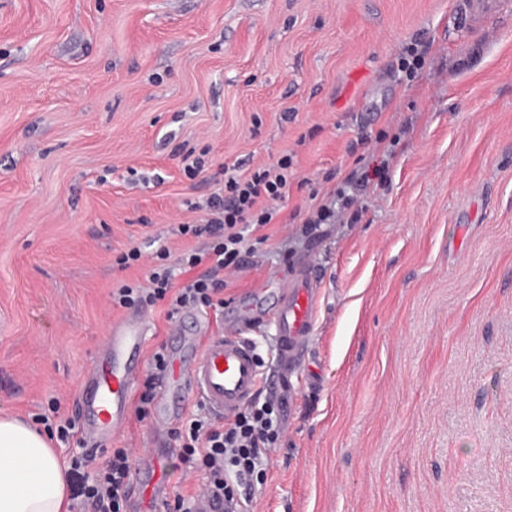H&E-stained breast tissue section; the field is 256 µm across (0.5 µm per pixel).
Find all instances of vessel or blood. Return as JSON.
Here are the masks:
<instances>
[{
	"label": "vessel or blood",
	"mask_w": 512,
	"mask_h": 512,
	"mask_svg": "<svg viewBox=\"0 0 512 512\" xmlns=\"http://www.w3.org/2000/svg\"><path fill=\"white\" fill-rule=\"evenodd\" d=\"M467 21L486 20L501 12L502 0H459ZM260 292L278 294L271 314L251 303L243 307L238 324L228 334L199 339L171 337L165 356L169 377L155 410L158 426L173 424L186 401L202 397L208 409L233 416L256 394L260 384L274 392L288 390V373L303 357L311 338L320 284L309 267L298 266L290 282H263ZM275 329L276 365L264 377L255 344L247 332L260 318ZM149 320L136 313L112 323L105 345L84 377L82 417L84 434L94 444L108 445L126 427L133 384L144 366V344ZM170 473L162 449L152 448L140 458L133 477L137 490L130 512H161Z\"/></svg>",
	"instance_id": "1"
}]
</instances>
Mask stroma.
Segmentation results:
<instances>
[{"mask_svg": "<svg viewBox=\"0 0 512 512\" xmlns=\"http://www.w3.org/2000/svg\"><path fill=\"white\" fill-rule=\"evenodd\" d=\"M0 0V413L78 411L111 293L224 169L293 157L204 329L312 261L315 326L249 512H512V0ZM429 46L416 78L407 45ZM204 153L187 177L183 148ZM372 171L322 240L303 218ZM292 249L283 261L281 245ZM136 247L138 265L116 255ZM154 418L116 448L165 447ZM502 3V0H459L457 7L468 22H474L500 14Z\"/></svg>", "mask_w": 512, "mask_h": 512, "instance_id": "stroma-1", "label": "stroma"}]
</instances>
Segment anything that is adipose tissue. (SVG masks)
<instances>
[{"label": "adipose tissue", "instance_id": "adipose-tissue-1", "mask_svg": "<svg viewBox=\"0 0 512 512\" xmlns=\"http://www.w3.org/2000/svg\"><path fill=\"white\" fill-rule=\"evenodd\" d=\"M53 448L18 418L0 417V512H69Z\"/></svg>", "mask_w": 512, "mask_h": 512}]
</instances>
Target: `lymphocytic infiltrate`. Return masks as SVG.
Masks as SVG:
<instances>
[{
    "label": "lymphocytic infiltrate",
    "instance_id": "f902f5d3",
    "mask_svg": "<svg viewBox=\"0 0 512 512\" xmlns=\"http://www.w3.org/2000/svg\"><path fill=\"white\" fill-rule=\"evenodd\" d=\"M292 179V158L287 154L247 175L226 174L222 191L206 200V216L201 223L178 227L180 235L199 238L200 246L187 249L173 265L168 262L169 251L158 250L145 282L116 288L113 306L130 309L164 302L170 321L186 311L223 307L224 273H236L249 264L254 254L251 233L274 223ZM180 271L187 273L188 279L179 285L175 277ZM280 432L273 402L253 401L228 422L199 411L185 425L172 430L171 437L181 461L203 472L200 491L211 497L217 512H222L225 505L241 503L238 487L250 486L253 478L264 474ZM92 461L89 451L70 460L68 478L73 498L90 512H126L132 449H113L91 474L87 468L93 466Z\"/></svg>",
    "mask_w": 512,
    "mask_h": 512
}]
</instances>
